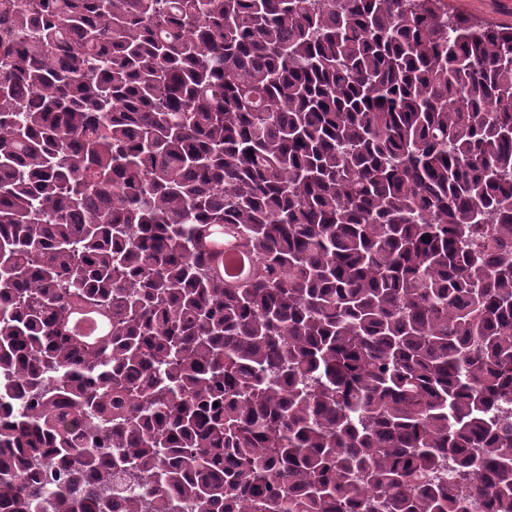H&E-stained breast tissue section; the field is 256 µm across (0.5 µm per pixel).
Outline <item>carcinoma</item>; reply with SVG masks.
I'll use <instances>...</instances> for the list:
<instances>
[{"label":"carcinoma","instance_id":"obj_1","mask_svg":"<svg viewBox=\"0 0 512 512\" xmlns=\"http://www.w3.org/2000/svg\"><path fill=\"white\" fill-rule=\"evenodd\" d=\"M2 16L0 512H512V27Z\"/></svg>","mask_w":512,"mask_h":512}]
</instances>
